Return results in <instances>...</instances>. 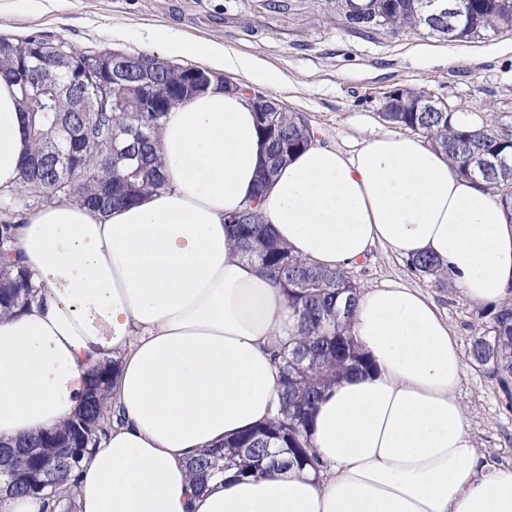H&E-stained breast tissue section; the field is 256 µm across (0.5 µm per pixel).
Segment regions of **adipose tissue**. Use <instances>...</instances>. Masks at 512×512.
I'll use <instances>...</instances> for the list:
<instances>
[{
  "mask_svg": "<svg viewBox=\"0 0 512 512\" xmlns=\"http://www.w3.org/2000/svg\"><path fill=\"white\" fill-rule=\"evenodd\" d=\"M161 47L282 80L217 42L170 33ZM18 100L0 77V202L21 187ZM157 138L160 191L105 215L52 201L19 226L14 250L33 292L0 314V440L61 428L92 373L112 365L107 402L123 421L61 488L76 512H512V468L482 461L467 429L457 340L429 297L398 282L358 301L349 332L373 368L319 405L309 439L320 469L221 472L193 489L191 458L275 417L272 353L296 329L282 288L241 256L226 216L257 195L303 261L345 270L376 245L427 254L464 299L500 306L512 300V208L426 140L391 130L347 148L312 142L258 189L255 115L219 88L171 109Z\"/></svg>",
  "mask_w": 512,
  "mask_h": 512,
  "instance_id": "obj_1",
  "label": "adipose tissue"
}]
</instances>
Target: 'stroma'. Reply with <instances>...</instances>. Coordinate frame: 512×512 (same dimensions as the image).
Returning <instances> with one entry per match:
<instances>
[{"label": "stroma", "instance_id": "stroma-1", "mask_svg": "<svg viewBox=\"0 0 512 512\" xmlns=\"http://www.w3.org/2000/svg\"><path fill=\"white\" fill-rule=\"evenodd\" d=\"M174 31L200 42L222 43L232 55L259 61L283 80L260 90L304 114L318 138L341 145L387 130L378 116L389 90L422 88L493 127L512 125V32L449 42L422 30L350 32L332 0H288L283 13L264 0H44L40 12L0 0V35L34 36L69 50L151 54L145 31ZM362 289L396 281L418 288L447 320L461 353H469L486 319L481 306L457 288L418 276L407 261L373 247L348 270ZM459 397L478 453L512 467V401L497 380L465 366Z\"/></svg>", "mask_w": 512, "mask_h": 512}]
</instances>
